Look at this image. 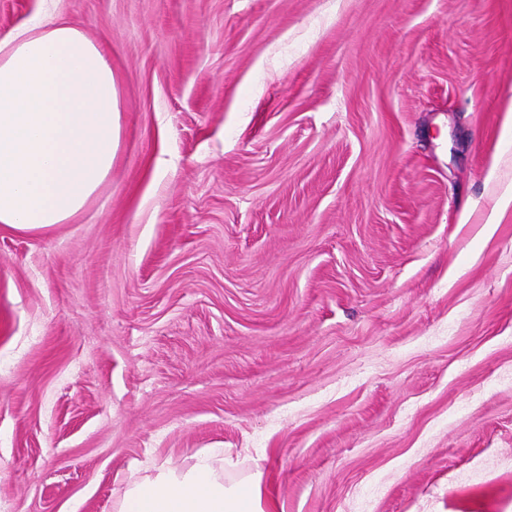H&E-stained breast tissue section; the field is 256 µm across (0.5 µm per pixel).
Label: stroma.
<instances>
[{"label": "stroma", "mask_w": 512, "mask_h": 512, "mask_svg": "<svg viewBox=\"0 0 512 512\" xmlns=\"http://www.w3.org/2000/svg\"><path fill=\"white\" fill-rule=\"evenodd\" d=\"M112 65V173L0 224V512L221 448L281 512H512V0H0Z\"/></svg>", "instance_id": "35a3bbf8"}]
</instances>
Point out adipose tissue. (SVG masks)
Returning <instances> with one entry per match:
<instances>
[{
    "label": "adipose tissue",
    "instance_id": "obj_1",
    "mask_svg": "<svg viewBox=\"0 0 512 512\" xmlns=\"http://www.w3.org/2000/svg\"><path fill=\"white\" fill-rule=\"evenodd\" d=\"M112 67L80 29L46 15L0 41V224L67 223L107 179L119 141ZM201 453L133 482L115 512H276L262 475Z\"/></svg>",
    "mask_w": 512,
    "mask_h": 512
}]
</instances>
